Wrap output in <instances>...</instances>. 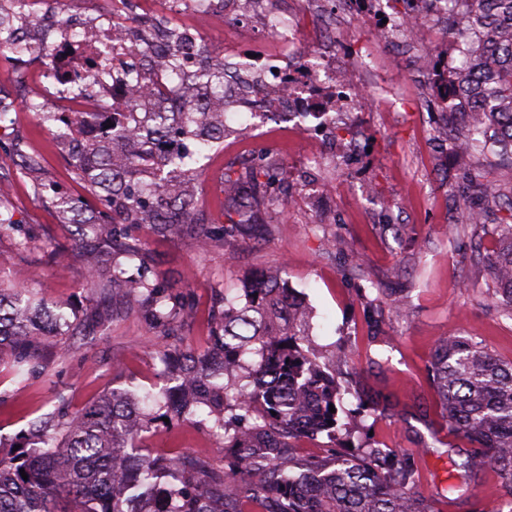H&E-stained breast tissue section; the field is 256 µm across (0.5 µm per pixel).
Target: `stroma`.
Listing matches in <instances>:
<instances>
[{
	"mask_svg": "<svg viewBox=\"0 0 512 512\" xmlns=\"http://www.w3.org/2000/svg\"><path fill=\"white\" fill-rule=\"evenodd\" d=\"M380 29L376 21L337 22L336 59L353 62L360 46L368 45L372 60L366 82L390 88L398 97L396 107L366 105L337 118L328 135L288 123L257 127L250 113H226L224 143L211 151L205 174L193 186L196 218L201 224L223 222L225 168L266 154L280 168L272 203L257 207L262 239L232 232L204 247L186 234L163 239L137 226L128 232L142 241L152 277L190 297L194 310L178 334L199 351L211 344L220 296H238L242 282L261 273L286 280L311 313L310 346L319 361L339 353L346 357L334 371L340 383L352 385L339 413L358 411L363 420L351 435H340L338 447L379 443L418 451V488L428 496L446 479L450 463L422 453L423 443L436 436L454 447L462 444L439 417L427 373L438 339L475 336L500 361L512 362V316L495 297L489 270L477 256L493 247L495 227L505 213L480 200L431 135L440 111L423 66L432 54L452 66L460 62L446 26H431L427 50L412 59L396 55ZM16 140L40 155L42 170L36 181L16 170L0 181V199L28 237L21 251L17 233L0 234V281L37 289L79 315L105 307L103 293L90 285L73 226L34 184L82 199L94 210L99 201L77 177L54 133L24 103L0 119V157ZM329 141L336 145L334 161L311 170L309 157L322 153ZM468 205L482 209L480 223L465 220ZM363 288L379 289L385 300L397 294L406 298V321L385 307L377 317L391 347L372 340L359 297ZM83 330L79 348L42 346L41 374L18 376L0 368V448L10 449L30 421L53 410L56 394L69 396L73 415L114 388L138 397L158 393L162 365L155 331L141 311L88 322ZM371 399L379 402L373 411L366 407ZM146 444L161 460L192 454L219 469L230 460L223 436L203 412L152 427ZM501 505V480L488 472L476 480L473 496L439 503L438 510L495 512Z\"/></svg>",
	"mask_w": 512,
	"mask_h": 512,
	"instance_id": "obj_1",
	"label": "stroma"
}]
</instances>
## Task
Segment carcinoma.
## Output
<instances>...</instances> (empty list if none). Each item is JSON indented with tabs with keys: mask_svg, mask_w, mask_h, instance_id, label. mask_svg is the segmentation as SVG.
<instances>
[{
	"mask_svg": "<svg viewBox=\"0 0 512 512\" xmlns=\"http://www.w3.org/2000/svg\"><path fill=\"white\" fill-rule=\"evenodd\" d=\"M448 38L465 45L463 64L435 70L430 80L448 114L464 118V131L449 139L450 152L456 159L477 149L512 154V0H457ZM223 68L217 59L201 71L198 90L222 83ZM39 118L63 124L59 142L79 178L115 215L102 224L79 201L53 200L94 263L92 285L116 302L111 316L145 305L160 335H172L174 321L191 315L192 307L173 302L169 286L150 279L144 264L130 273L100 252L119 245L128 259H142V244L129 240L128 225L162 237L190 234L204 246L225 235L222 226L194 223L188 182L202 174L206 155L189 162L166 150L174 133L204 147L224 143V113L206 112L191 98L180 112H144L138 123L116 128V117L107 128L98 112H41ZM12 164L32 177L42 169L40 156L20 142L0 160V172ZM276 166L266 158L244 172L226 168L224 184L235 204L226 223L255 225L254 206L270 195ZM476 186L508 211L486 263L495 293L512 313V199L502 202L500 187L484 178ZM82 332L81 320L48 306L38 291L0 287V366L19 376L36 373L42 369L36 347L44 338L64 336L59 344L71 349ZM308 336L306 312L287 283L269 277L244 283L237 298H224L209 351L162 348L175 358L163 371L175 385L157 410L146 412L113 389L78 415L47 412L34 419L20 448L0 451V512H435L434 500L415 486L413 457L399 448L294 455L295 440L324 434L333 443L345 428L329 411L342 396L330 369L343 358L318 361ZM430 371L448 431L472 446L450 459L452 482L436 494L466 493L489 468L503 480L512 508V364L474 336H446ZM202 410L224 432L232 455L226 467H187L179 457L162 462L145 452L152 424Z\"/></svg>",
	"mask_w": 512,
	"mask_h": 512,
	"instance_id": "carcinoma-1",
	"label": "carcinoma"
}]
</instances>
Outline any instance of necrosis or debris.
<instances>
[{
	"label": "necrosis or debris",
	"mask_w": 512,
	"mask_h": 512,
	"mask_svg": "<svg viewBox=\"0 0 512 512\" xmlns=\"http://www.w3.org/2000/svg\"><path fill=\"white\" fill-rule=\"evenodd\" d=\"M175 11L148 8L146 0H102L93 17L75 19L59 0H24L23 9L42 30L25 65L40 100L71 106L76 112H140L166 79L163 105L173 107L191 95L186 82L169 78L171 67L184 74L205 63L201 24L212 18L245 26L258 12L260 28L272 34L271 47L249 57L224 49V88L208 94L212 111L248 112L257 122L312 118L327 126L333 113L360 111L373 92L360 80L370 53L356 65L336 59L331 0H178ZM178 32L177 54L168 35ZM96 78H89V71Z\"/></svg>",
	"instance_id": "necrosis-or-debris-1"
}]
</instances>
